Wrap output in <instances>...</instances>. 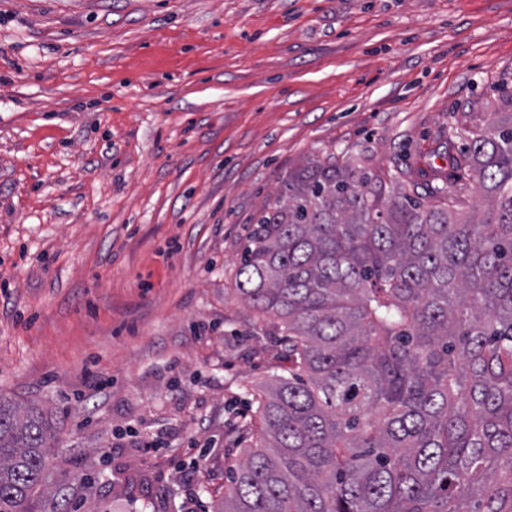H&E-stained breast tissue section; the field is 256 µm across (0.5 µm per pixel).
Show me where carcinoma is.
<instances>
[{
	"mask_svg": "<svg viewBox=\"0 0 512 512\" xmlns=\"http://www.w3.org/2000/svg\"><path fill=\"white\" fill-rule=\"evenodd\" d=\"M425 193L309 159L264 204L237 296L288 375L216 512H512V115L448 136ZM53 413L0 397V512H58Z\"/></svg>",
	"mask_w": 512,
	"mask_h": 512,
	"instance_id": "cac0c4a2",
	"label": "carcinoma"
}]
</instances>
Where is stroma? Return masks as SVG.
<instances>
[{"mask_svg": "<svg viewBox=\"0 0 512 512\" xmlns=\"http://www.w3.org/2000/svg\"><path fill=\"white\" fill-rule=\"evenodd\" d=\"M503 112L512 0H0V396L66 410L64 512L223 495L288 371L234 279L290 171L422 188Z\"/></svg>", "mask_w": 512, "mask_h": 512, "instance_id": "1", "label": "stroma"}]
</instances>
